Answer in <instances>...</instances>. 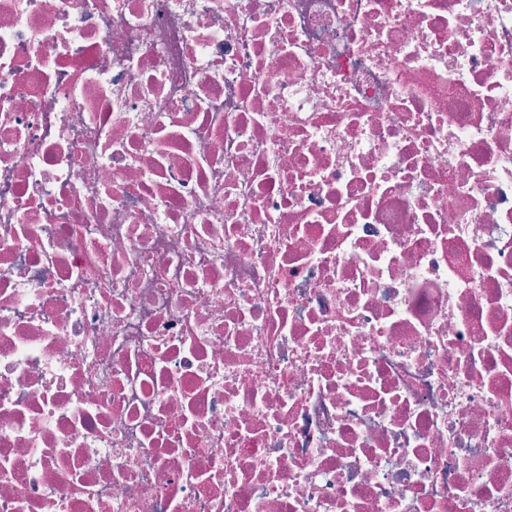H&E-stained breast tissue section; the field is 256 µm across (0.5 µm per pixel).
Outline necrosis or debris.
Segmentation results:
<instances>
[{
    "label": "necrosis or debris",
    "instance_id": "1",
    "mask_svg": "<svg viewBox=\"0 0 512 512\" xmlns=\"http://www.w3.org/2000/svg\"><path fill=\"white\" fill-rule=\"evenodd\" d=\"M0 512H512V0H0Z\"/></svg>",
    "mask_w": 512,
    "mask_h": 512
}]
</instances>
